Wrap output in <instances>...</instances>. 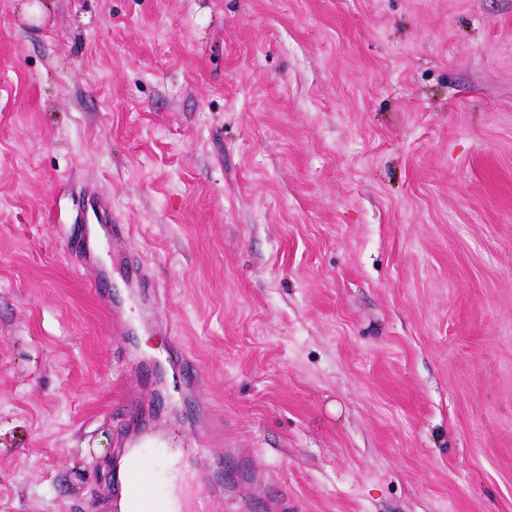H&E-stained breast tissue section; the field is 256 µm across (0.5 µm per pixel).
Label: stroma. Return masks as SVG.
<instances>
[{"label": "stroma", "mask_w": 512, "mask_h": 512, "mask_svg": "<svg viewBox=\"0 0 512 512\" xmlns=\"http://www.w3.org/2000/svg\"><path fill=\"white\" fill-rule=\"evenodd\" d=\"M128 381L288 512H512V0H0V512H94ZM86 218L92 215L97 224H111L112 214L110 201L96 190H88L85 194ZM92 288L98 306L108 316L112 322V327L118 332L130 336L132 333L131 320L123 303L113 294L102 291L96 284L92 285ZM167 361L172 369L181 375V382L186 388H193L198 380L194 371V362L190 360L182 351L181 347L173 343L170 349V355ZM191 443L195 446L201 443H218L221 447L224 446V436L222 431V422L219 415L211 410L210 420L207 427L202 430L196 431L191 436Z\"/></svg>", "instance_id": "obj_1"}]
</instances>
